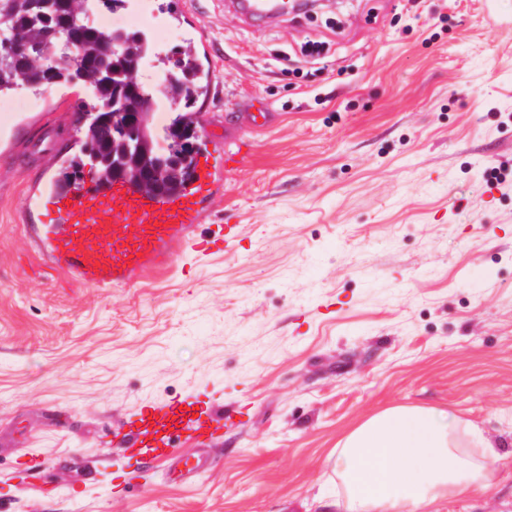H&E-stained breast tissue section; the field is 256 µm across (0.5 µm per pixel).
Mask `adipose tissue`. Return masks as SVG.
<instances>
[{
  "instance_id": "adipose-tissue-1",
  "label": "adipose tissue",
  "mask_w": 512,
  "mask_h": 512,
  "mask_svg": "<svg viewBox=\"0 0 512 512\" xmlns=\"http://www.w3.org/2000/svg\"><path fill=\"white\" fill-rule=\"evenodd\" d=\"M454 418L425 406H392L357 424L336 447L343 495H324L326 512H426L436 500L487 489L498 458L477 427H467L480 461L459 448Z\"/></svg>"
}]
</instances>
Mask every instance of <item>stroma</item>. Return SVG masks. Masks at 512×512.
Masks as SVG:
<instances>
[{"mask_svg": "<svg viewBox=\"0 0 512 512\" xmlns=\"http://www.w3.org/2000/svg\"><path fill=\"white\" fill-rule=\"evenodd\" d=\"M130 0L124 28L212 74L205 224L232 246L131 288L42 271L20 211L80 149L82 88L0 112V512H317L331 455L394 405L452 411L499 454L488 491L430 512H512V0H318L246 22L227 0ZM245 147L242 164L224 154ZM204 393L238 428L129 471L115 431Z\"/></svg>", "mask_w": 512, "mask_h": 512, "instance_id": "stroma-1", "label": "stroma"}]
</instances>
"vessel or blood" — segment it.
Returning <instances> with one entry per match:
<instances>
[{
  "instance_id": "obj_1",
  "label": "vessel or blood",
  "mask_w": 512,
  "mask_h": 512,
  "mask_svg": "<svg viewBox=\"0 0 512 512\" xmlns=\"http://www.w3.org/2000/svg\"><path fill=\"white\" fill-rule=\"evenodd\" d=\"M231 3L256 19L287 12L289 0ZM214 196L206 158L197 160L180 190L163 198L135 193L119 179L77 196L45 176L28 194L21 221L44 266L87 286L130 287L146 272L167 268L184 249L205 254L230 241L223 225L200 221ZM233 426L223 407L198 412L192 402L175 399L141 407L127 420L121 446L132 458L147 451L161 457L174 453L173 434H189L202 444Z\"/></svg>"
}]
</instances>
